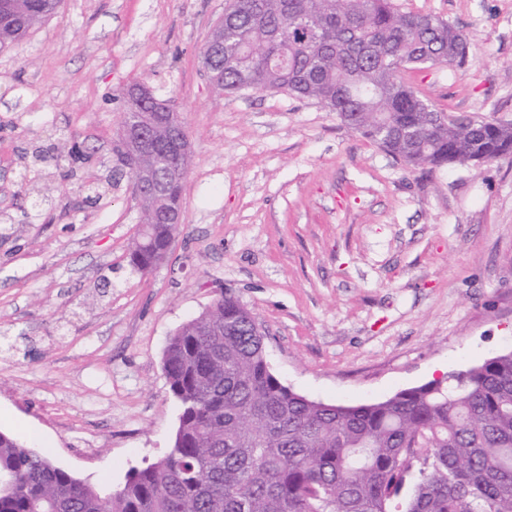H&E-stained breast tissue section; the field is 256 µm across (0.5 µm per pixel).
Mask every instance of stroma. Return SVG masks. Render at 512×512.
<instances>
[{"label": "stroma", "instance_id": "stroma-1", "mask_svg": "<svg viewBox=\"0 0 512 512\" xmlns=\"http://www.w3.org/2000/svg\"><path fill=\"white\" fill-rule=\"evenodd\" d=\"M472 40L407 71L442 112L512 122V0H395ZM225 0H61L0 49V431L119 490L172 445L168 339L224 292L292 390L359 405L512 350V154L409 168L320 104L225 94L202 49ZM184 122L193 162L166 261H129L113 180L122 92Z\"/></svg>", "mask_w": 512, "mask_h": 512}]
</instances>
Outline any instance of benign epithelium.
Segmentation results:
<instances>
[{
  "label": "benign epithelium",
  "instance_id": "benign-epithelium-1",
  "mask_svg": "<svg viewBox=\"0 0 512 512\" xmlns=\"http://www.w3.org/2000/svg\"><path fill=\"white\" fill-rule=\"evenodd\" d=\"M135 106L147 108L135 118H124L115 145L119 166L131 177L132 189L139 199L163 200L179 169L174 160L186 156L191 149L188 139L180 134L181 117L169 103L158 99L150 86H130ZM159 154V160L152 164L143 161L147 146Z\"/></svg>",
  "mask_w": 512,
  "mask_h": 512
}]
</instances>
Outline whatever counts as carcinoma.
Returning a JSON list of instances; mask_svg holds the SVG:
<instances>
[{
  "instance_id": "carcinoma-1",
  "label": "carcinoma",
  "mask_w": 512,
  "mask_h": 512,
  "mask_svg": "<svg viewBox=\"0 0 512 512\" xmlns=\"http://www.w3.org/2000/svg\"><path fill=\"white\" fill-rule=\"evenodd\" d=\"M46 17L0 0V48ZM469 36L393 0H227L224 90L313 100L413 168L512 153V124L450 120L405 73L463 68ZM154 224L140 250L174 242ZM173 446L112 493L0 433V512H512V352L360 405L299 394L233 297L171 336Z\"/></svg>"
}]
</instances>
